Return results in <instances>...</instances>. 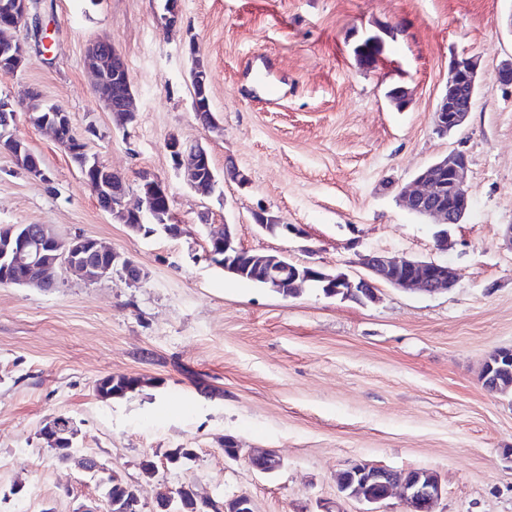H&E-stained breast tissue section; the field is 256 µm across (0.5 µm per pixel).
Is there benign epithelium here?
<instances>
[{
    "label": "benign epithelium",
    "mask_w": 512,
    "mask_h": 512,
    "mask_svg": "<svg viewBox=\"0 0 512 512\" xmlns=\"http://www.w3.org/2000/svg\"><path fill=\"white\" fill-rule=\"evenodd\" d=\"M30 4L31 0H0L1 75L17 73L24 62V43L6 36V33L16 32L28 24L31 18ZM87 59L92 63L95 85L112 82L120 84L114 94L101 96L99 100L111 112L115 127L126 128L128 123L136 121V113L132 104L130 75L121 54L110 40L99 39L89 46ZM478 70V58L475 56L463 54L451 61L448 90L434 112V125L439 134L446 135L465 127L475 98ZM41 127L49 130L57 143L65 144L71 136L70 115L58 112L54 118L42 121ZM166 147L176 169L186 170L194 190L203 196L214 193L217 186L214 177L211 178V188L204 190L197 186L204 172L210 170L209 155L203 145L197 143L187 146L172 136L168 138ZM18 150L20 153L17 157L24 163V171L32 177L46 179L41 163L27 151V147L20 144ZM469 166V156L463 151L453 150L427 165L410 184L399 191L398 197L408 209L423 217L433 218L436 224L443 226L435 234L437 246L441 250L448 249L446 225L460 223L471 210L472 197L467 185ZM93 168L99 170L100 176L91 184L92 194L102 211L113 217L123 216L128 223L133 224L146 215L160 212L162 202H170L168 187L158 179L143 175L140 178L139 203L131 207L126 201L129 188L125 177L98 159L94 160ZM252 217L255 224L270 234L305 238L303 228L280 223L267 209L254 210ZM0 229L4 231L0 241L5 244L0 258L4 260V265L20 272L18 278L0 274V281L4 283L51 288L60 269L76 272L88 281L110 278L117 273L133 284L143 277L142 269L133 259L121 256L92 238L75 236L63 240L44 224L37 225L19 237L6 231L4 226ZM223 230V235L210 238V246L205 249V259L228 273L248 275L259 280L265 287L285 296L296 294L314 280L325 283L328 297L343 295L360 302L375 299L376 283L379 281L405 291L428 294L448 291L457 282L455 270L446 261L389 256L379 251L364 256L363 264L369 276L355 281L341 271L332 273L316 262L301 265L284 255L253 253L237 241L231 225H224ZM185 233V225L175 222L171 216L162 219L153 231L155 235L164 234L169 237ZM494 358L500 366L487 367L482 383L487 391L498 393L501 378L512 372V348L498 350ZM41 435L50 442L52 448L60 445L70 448L78 436V428L71 418L55 415L46 420ZM251 463L254 469L262 473H272L281 466L280 459L272 452L253 456ZM82 467L103 489L112 490L114 473L106 464L96 458L86 457ZM346 473L359 479L360 493L354 499L369 506L365 512H379L377 506L385 501V497L378 495L381 488L386 489L389 495L399 496L408 512H434V505L442 493L440 481L435 477L420 483L410 480L406 473L382 465L358 462L349 466ZM127 492L126 499L110 503L111 512H141L138 486L129 484ZM188 501L194 510L219 506L216 501L199 497L193 485L182 484L158 495L153 501L151 512H181L179 505Z\"/></svg>",
    "instance_id": "benign-epithelium-1"
}]
</instances>
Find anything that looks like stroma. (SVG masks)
Wrapping results in <instances>:
<instances>
[{
  "instance_id": "obj_1",
  "label": "stroma",
  "mask_w": 512,
  "mask_h": 512,
  "mask_svg": "<svg viewBox=\"0 0 512 512\" xmlns=\"http://www.w3.org/2000/svg\"><path fill=\"white\" fill-rule=\"evenodd\" d=\"M36 0L38 28L18 33L22 68L0 75V97L30 93L70 112L90 153L123 173L164 182L187 232L146 238L103 212L51 136L20 115L18 138L47 173L28 176L0 148V225L46 224L60 237L97 239L142 268L86 282L63 275L41 291L0 285V512L105 507L102 488L77 463L96 457L157 493L183 483L219 501L245 494L256 512H361L336 475L365 461L427 469L443 487L436 512H512V394L486 391L487 357L512 348V86L497 69L512 59V0ZM369 35L383 52L360 66L352 49ZM109 39L129 71L137 113L116 128L85 67L88 46ZM196 44L219 128L191 108ZM480 61V91L459 133L436 132L433 113L454 56ZM279 86L269 101L253 73ZM404 86V108L386 93ZM177 136L208 151L219 182L195 193L173 166ZM468 153L472 209L435 247V225L404 209L401 187L449 151ZM246 185L224 179L227 166ZM264 207L307 240L264 232ZM230 223L238 242L298 263L316 261L356 279L362 255L386 251L447 261L446 292L378 283L365 304L306 287L286 297L224 273L204 257L208 227ZM139 374L144 386L105 400L107 376ZM72 417V460L40 436L49 417ZM239 448L224 455L225 439ZM191 448L171 469L165 454ZM271 450L281 468H252ZM158 464L139 467L144 455ZM22 494H14L15 486Z\"/></svg>"
}]
</instances>
